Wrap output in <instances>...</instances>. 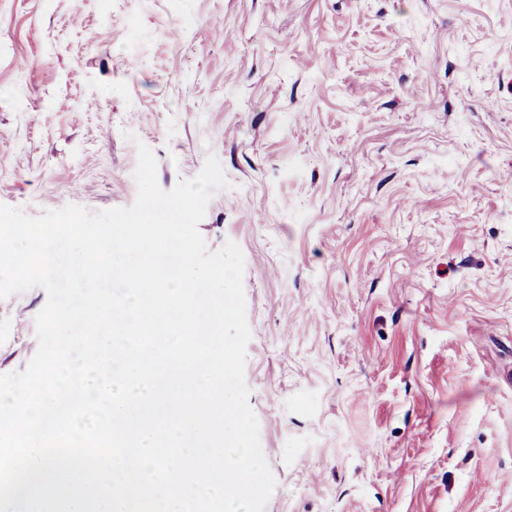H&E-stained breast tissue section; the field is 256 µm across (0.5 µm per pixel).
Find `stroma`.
Masks as SVG:
<instances>
[{"label":"stroma","mask_w":512,"mask_h":512,"mask_svg":"<svg viewBox=\"0 0 512 512\" xmlns=\"http://www.w3.org/2000/svg\"><path fill=\"white\" fill-rule=\"evenodd\" d=\"M140 142L229 183L264 512H512V0H0V203L131 206Z\"/></svg>","instance_id":"35a3bbf8"}]
</instances>
